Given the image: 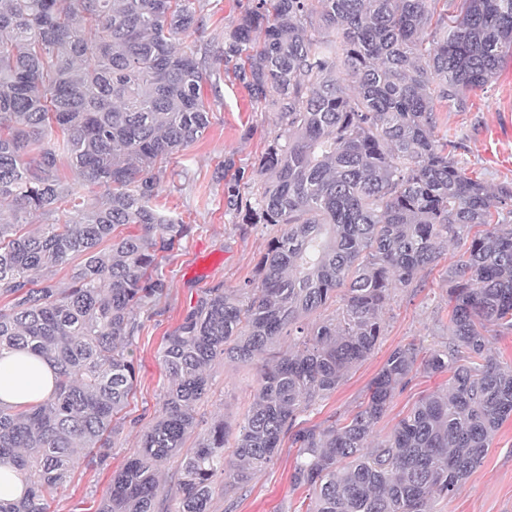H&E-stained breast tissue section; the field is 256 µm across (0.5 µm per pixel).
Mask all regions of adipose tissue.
I'll list each match as a JSON object with an SVG mask.
<instances>
[{
	"label": "adipose tissue",
	"mask_w": 512,
	"mask_h": 512,
	"mask_svg": "<svg viewBox=\"0 0 512 512\" xmlns=\"http://www.w3.org/2000/svg\"><path fill=\"white\" fill-rule=\"evenodd\" d=\"M54 385V369L46 359L26 351L0 352V405L39 402Z\"/></svg>",
	"instance_id": "ef3b65f1"
}]
</instances>
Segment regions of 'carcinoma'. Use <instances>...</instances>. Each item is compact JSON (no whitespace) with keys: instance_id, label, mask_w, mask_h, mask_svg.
<instances>
[{"instance_id":"cac0c4a2","label":"carcinoma","mask_w":512,"mask_h":512,"mask_svg":"<svg viewBox=\"0 0 512 512\" xmlns=\"http://www.w3.org/2000/svg\"><path fill=\"white\" fill-rule=\"evenodd\" d=\"M252 0L213 61L178 43L203 0H0V351L29 350L56 370L53 392L0 406V463L28 491L0 512H50L82 462L103 464L125 423L141 315L167 294L159 267L192 225L152 205L172 156L209 128L203 87L235 63L288 133L275 136L254 200L225 195L243 224H272L256 275L238 292L201 290L165 339L169 385L139 448L97 512H210L214 478L244 488L284 439L310 512H427L460 488L512 417V364L490 333L512 331V186L466 175L435 139V102H464L512 48V0ZM331 30L340 44L316 39ZM103 189L79 193L76 185ZM43 224L33 229L27 217ZM479 231L448 265V346L390 353L344 419L303 427L299 411L374 351L397 285L437 264L448 240ZM78 258L66 285L58 268ZM339 302L308 330L301 319ZM294 336L282 350L280 340ZM263 361L238 426L196 432L218 359ZM450 373L373 443L396 391L418 372ZM177 462L163 488L160 468Z\"/></svg>"}]
</instances>
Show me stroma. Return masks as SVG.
Returning <instances> with one entry per match:
<instances>
[{
    "label": "stroma",
    "instance_id": "obj_1",
    "mask_svg": "<svg viewBox=\"0 0 512 512\" xmlns=\"http://www.w3.org/2000/svg\"><path fill=\"white\" fill-rule=\"evenodd\" d=\"M252 0H208L202 13L197 43L210 56L222 51L212 36L230 29ZM210 126L198 141L173 156L155 203L171 211L193 230L180 250L163 260L170 288L154 313L146 319L132 348L137 383L129 401L125 427L114 437L107 466L79 465L67 487L60 491L54 512H96L114 471L120 470L137 449L140 436L158 415L168 381L160 352L163 336L181 323L204 288L224 284L237 289L251 279L268 242L279 235L276 226L244 224L227 206V180L241 175L242 197L253 198L262 178L255 169L268 141L283 128L276 112L245 88L225 64L218 90H205ZM512 119V79L498 68L487 88L469 93L465 106H439L436 138L450 139L455 155L468 176L496 189L512 184V139L493 138L494 129ZM458 253L446 245L438 265L422 269L411 283L395 288L382 319L383 334L375 351L354 367L336 391L320 398L301 413L309 425H321L333 415L355 410L370 380L391 351L411 344L439 348L448 341L447 269ZM210 391L195 411L198 430L213 419L237 428L247 413L257 388V367L228 359L216 361L209 371ZM447 374L418 373L404 389L396 391L375 428L384 437L412 407L441 389ZM296 448H280L273 461L247 487L215 493L211 512H308L312 503L306 489L293 486L291 474ZM431 512H512V418L495 433L482 463L474 468L459 491L436 498Z\"/></svg>",
    "mask_w": 512,
    "mask_h": 512
}]
</instances>
